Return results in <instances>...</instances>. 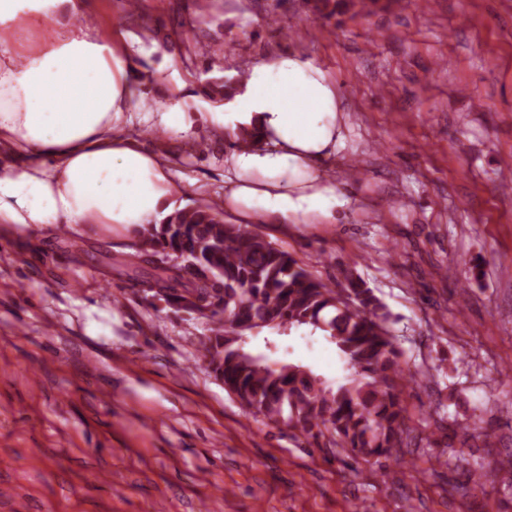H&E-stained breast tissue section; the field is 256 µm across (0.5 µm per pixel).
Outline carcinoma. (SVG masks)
Wrapping results in <instances>:
<instances>
[{"instance_id":"carcinoma-1","label":"carcinoma","mask_w":512,"mask_h":512,"mask_svg":"<svg viewBox=\"0 0 512 512\" xmlns=\"http://www.w3.org/2000/svg\"><path fill=\"white\" fill-rule=\"evenodd\" d=\"M138 238L133 261L163 253L191 262L186 272L156 265L136 283L171 307L202 314L207 368L250 414L307 437L327 431L366 463L401 447V352L388 313L350 270H341L346 287L336 290L259 233L225 223L212 204L177 209ZM294 329L319 331L335 346L348 371L343 382L275 358Z\"/></svg>"}]
</instances>
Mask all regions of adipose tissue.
<instances>
[{
    "instance_id": "adipose-tissue-1",
    "label": "adipose tissue",
    "mask_w": 512,
    "mask_h": 512,
    "mask_svg": "<svg viewBox=\"0 0 512 512\" xmlns=\"http://www.w3.org/2000/svg\"><path fill=\"white\" fill-rule=\"evenodd\" d=\"M160 50L102 34L86 0H0V224L132 237L170 214L187 187L137 136L194 137L196 99L180 81L166 110L146 108V83L164 79ZM212 119L255 139L224 159V212L339 223L349 201L325 169L345 146V114L325 70L292 54L253 64Z\"/></svg>"
}]
</instances>
